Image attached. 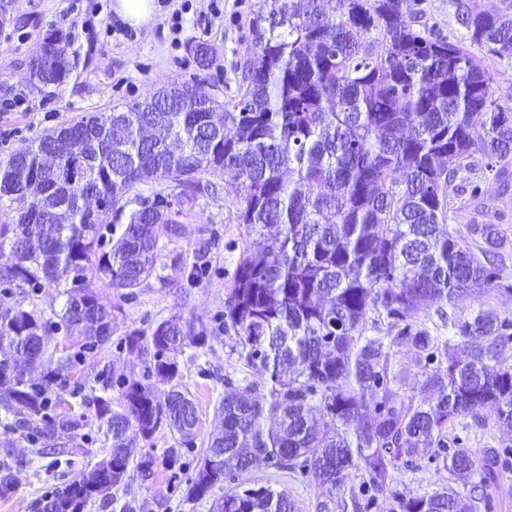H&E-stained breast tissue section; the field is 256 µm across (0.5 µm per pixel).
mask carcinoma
Here are the masks:
<instances>
[{
	"instance_id": "obj_1",
	"label": "carcinoma",
	"mask_w": 512,
	"mask_h": 512,
	"mask_svg": "<svg viewBox=\"0 0 512 512\" xmlns=\"http://www.w3.org/2000/svg\"><path fill=\"white\" fill-rule=\"evenodd\" d=\"M323 0H257L247 54L240 64L238 100L219 118L204 107L201 81L149 92L112 116H82L48 133L24 152L0 161V213L27 193V176H42L39 197L10 221L0 222L4 293L22 297L57 288L65 297L50 314L32 305H0V343L33 361L56 358V366L29 379L11 359H0V410L33 432L40 451L60 453L76 434V419L49 416L52 395L65 390L85 352L108 343L112 313L100 302L108 288L128 297L148 284L159 258L155 225L189 234L158 192L151 203L124 213L123 201L137 186L169 181L178 202L224 193L240 203L239 223L277 235L243 255L224 306V332L231 350L260 378L244 387L227 381L219 410L223 430L199 456L184 498L196 501L224 487L218 512H295L294 501L250 477L261 464L284 472L313 474L325 500L317 512H344L341 480L355 470L384 487L390 471L434 449L453 477L477 472L484 484L497 478L499 451L476 458L450 446L448 429L463 417L479 420L492 406L498 424L512 430V364L500 360L512 342V322L479 313L452 322L454 335L431 333L418 318L430 305L456 308L489 290L508 297L500 283L494 224L471 223L481 244L472 249L451 221L469 208L480 182L498 179L512 159V110L495 97L484 56H512V4L490 12L474 0H453L467 41L422 21L423 0H329L336 22L323 20ZM50 31L30 59V88L59 85L74 63ZM381 42L383 50L374 48ZM482 117L484 136L472 132ZM166 128L185 144L168 154L145 135ZM82 137L78 151L62 149L67 133ZM83 165L87 180L69 185L50 173L49 162ZM106 201L83 211L79 197ZM126 214L120 236L105 249L109 215ZM379 318L397 329L385 342L366 336ZM80 329L85 342L49 348V336ZM206 325L172 317L157 325L149 342L127 334L130 352L153 349L149 373L171 385L161 403L154 386L133 382L112 400L93 398L106 419L109 457L76 474L55 494L46 512H81L94 495L108 497L125 483L134 460V439L161 428L193 444L198 418L194 402L177 389L175 357L186 341L200 344ZM411 345L424 370L429 401L401 397L392 370V345ZM136 461V460H134ZM154 461H136L152 475ZM393 512H472L446 491L406 496L391 491Z\"/></svg>"
}]
</instances>
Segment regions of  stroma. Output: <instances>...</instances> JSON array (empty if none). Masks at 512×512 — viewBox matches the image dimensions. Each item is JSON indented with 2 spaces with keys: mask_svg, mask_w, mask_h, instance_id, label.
I'll use <instances>...</instances> for the list:
<instances>
[{
  "mask_svg": "<svg viewBox=\"0 0 512 512\" xmlns=\"http://www.w3.org/2000/svg\"><path fill=\"white\" fill-rule=\"evenodd\" d=\"M254 2L154 0L152 21L136 28V37L130 40L124 35L126 23L112 9L113 0H16L11 21L0 26V161L75 117L110 111L174 83L205 81L218 88L225 106H232L238 88L236 68L246 57ZM50 30L67 37L65 50L76 57L77 69L61 87L37 92L25 83L26 62ZM195 42L210 48L213 65L209 70H199L189 54L188 47ZM482 194L490 205L488 221L497 224L503 235L497 251L500 277L512 285V185L504 189L486 180ZM239 208L236 198L224 193L202 195L182 205L180 220L189 228L187 237H171L165 224L156 228L161 251L156 279L130 299L113 291L101 292V302L112 313L114 333L111 343L82 358L77 367L80 392L66 396L64 403L52 409L53 414L81 423L61 453H40L32 435L16 430L11 418L0 414V467L13 476L11 484L0 486V512H44L47 500L64 488L72 474L105 458L111 445L107 423L98 417L91 399L106 395L120 400L124 383L144 380L149 359L129 353L125 336L134 330L151 335L160 322L174 315L209 328L204 343L187 344L177 354L180 389L189 394L198 413L195 443L179 447L175 435L163 428L150 439L138 440V452L155 459L153 475L146 479L132 473L127 485L109 498H90L82 512H213L212 498L188 502L182 492L194 474L200 450L221 427L219 405L225 378L238 383L255 378L231 353L224 331V304L235 269L243 252L259 240L240 224ZM480 311L512 320V297L490 291L456 311L429 306L421 318L448 336L452 313L467 316ZM392 366L404 399H429L410 345H394ZM453 434L474 453L499 450L495 484L483 485L476 474L467 483H450L441 462L426 453L416 466L395 469L394 485L419 495L450 485L471 499L474 512H512V431L500 428L495 410L486 408L478 418H461ZM174 447L181 454L170 465L166 451ZM254 474L286 491L296 512H317L322 496L312 476L283 474L268 466L255 469ZM344 498L345 512H390L393 506L388 491L366 494L362 476L354 474L345 481Z\"/></svg>",
  "mask_w": 512,
  "mask_h": 512,
  "instance_id": "35a3bbf8",
  "label": "stroma"
}]
</instances>
